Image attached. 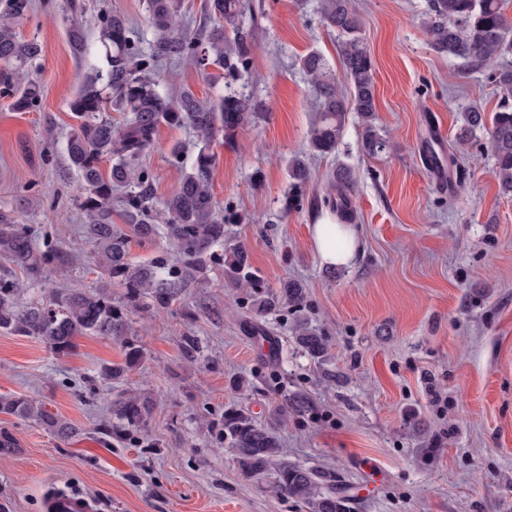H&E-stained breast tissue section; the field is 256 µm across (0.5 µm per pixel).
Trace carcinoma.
I'll use <instances>...</instances> for the list:
<instances>
[{
    "label": "carcinoma",
    "mask_w": 512,
    "mask_h": 512,
    "mask_svg": "<svg viewBox=\"0 0 512 512\" xmlns=\"http://www.w3.org/2000/svg\"><path fill=\"white\" fill-rule=\"evenodd\" d=\"M506 0H429L423 30L432 49L451 59H460L470 68H486L499 97L491 117L489 140L495 160L500 190L512 194V64L502 59L512 55V18L505 12ZM181 0H148V23L153 32L150 50L171 59H186L200 70L215 67L224 77L235 79L248 69L253 52L254 24H245L251 10L249 0H206L214 24L191 31L180 21ZM31 0H0V96L11 100L16 112H31L41 99V86L29 78V67L40 57L42 46L35 38L17 32L18 23L31 12ZM320 15L325 27L339 37V52L345 78L352 86L350 98L336 94V77L326 60L311 52L300 60V68L320 103L318 119L308 139L313 155L337 152L346 115L355 112L363 126L364 151L376 156L389 149V141L379 134L374 120L376 106L373 60L361 38L363 22L353 0H321ZM68 41L74 56L82 62L91 55L105 66L90 64L69 103L78 124L72 129L66 154L70 166L83 180L80 208L83 230L104 280L89 289L57 288L47 304L21 308L18 284L11 273L0 277V331L31 336L56 355H63L80 336L110 337L127 326L126 307L112 300V284L117 283L142 299L144 309L169 308L185 288L204 279L208 262L222 251L224 274L234 288L254 291L253 307L270 314L285 304L296 306L304 297V287L285 280L276 292L262 290L263 281L252 267L247 248L224 234L232 218L216 211L211 174L215 155L211 143L224 133L231 143L237 133L254 126L263 116L262 105L248 94L229 91L216 99L197 97L184 90L173 97L162 84L146 73V58L140 38L120 13L103 18L97 39L89 43L82 23L71 18ZM127 114L121 126L112 124L110 111ZM190 126L199 137L198 151L190 171L179 187L160 200L154 199L139 158L155 142L161 124ZM486 128L485 113L464 110L463 127L451 150L448 168L459 175L460 149L473 133ZM111 163L108 175L99 164ZM291 187L283 203L290 212L301 205L311 172L305 157L288 159ZM352 174L341 165L331 176L334 194L323 204L336 214L340 224H353L356 214L350 191ZM123 191L118 216L124 225L112 221V195ZM177 252L176 262L163 260L137 263L130 256V238H151L157 224ZM77 257L53 242L39 246L26 228L17 224L12 210L0 205V265L18 269L32 282L46 277L50 266L67 267ZM296 345L308 357L319 361L326 356L323 336L300 321L293 328ZM124 361L101 368L100 380L112 384L124 379L142 361L143 352L132 338L123 340ZM111 434L118 440L138 430L150 412V401L136 392H123L111 401ZM0 413L33 421L59 438H69L74 429L33 400L14 394L0 395ZM224 442L235 455L247 477L275 475L276 490L308 512H351L349 497L336 488L332 476L306 468L284 458L275 427L257 421L243 410L230 409L223 416Z\"/></svg>",
    "instance_id": "1"
}]
</instances>
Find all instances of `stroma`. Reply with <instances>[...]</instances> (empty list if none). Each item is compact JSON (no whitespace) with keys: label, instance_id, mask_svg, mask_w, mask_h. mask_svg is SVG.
Segmentation results:
<instances>
[{"label":"stroma","instance_id":"obj_1","mask_svg":"<svg viewBox=\"0 0 512 512\" xmlns=\"http://www.w3.org/2000/svg\"><path fill=\"white\" fill-rule=\"evenodd\" d=\"M250 2L259 15L255 48L233 88L268 111L234 147L213 141L214 202L241 215L230 230L269 290L289 278L305 285L303 314L325 336L327 359L315 364L296 347L293 311L256 314L215 259L167 310L129 309L126 335L144 358L115 389L145 393L151 409L141 430L117 441L98 374L122 361L123 337L82 336L59 357L35 338L0 332V394L32 398L75 428L63 440L0 414V430L18 445L0 457V512H43L53 481L96 499L99 512H304L273 492L272 475L241 474L221 430L224 410L240 407L263 422L288 408L276 427L284 454L335 472L351 512H512V196L499 190L487 133L470 148L463 180L449 181L447 166L424 160L430 150L447 155L465 108L493 115L491 80L430 47L421 27L428 0H354L375 66L376 124L392 149L366 155L357 115L348 113L337 153L309 161L308 203L284 216L285 162L306 151L318 113L299 58L321 53L338 72V94L349 85L318 0ZM33 3L18 30L42 45V99L16 112L0 98V204L33 238L84 259L50 270L43 283L22 280L24 306L101 278L81 232V182L65 153L77 124L69 102L83 74L66 36L71 12L66 0ZM77 4L88 38L111 11L149 36L147 0ZM156 68L173 93L224 90L223 79L182 62L161 59ZM196 143L190 127L159 126L142 159L154 196L178 186ZM341 164L355 176L357 253L333 269L313 241L321 212L312 200L327 195ZM188 336L203 346L198 359L182 350ZM299 395L307 405L296 412Z\"/></svg>","mask_w":512,"mask_h":512}]
</instances>
